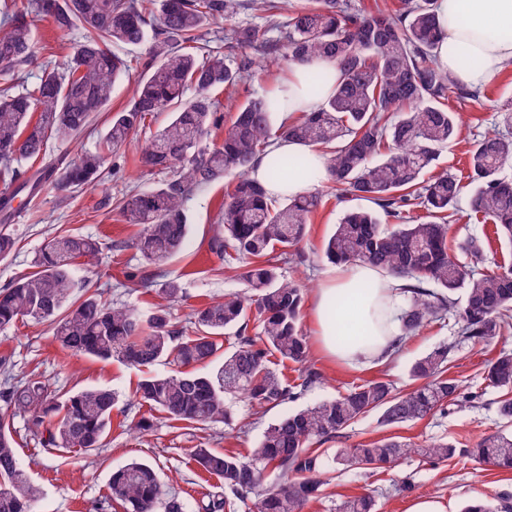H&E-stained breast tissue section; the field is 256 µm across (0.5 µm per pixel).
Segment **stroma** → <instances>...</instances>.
I'll return each mask as SVG.
<instances>
[{"label":"stroma","instance_id":"1","mask_svg":"<svg viewBox=\"0 0 512 512\" xmlns=\"http://www.w3.org/2000/svg\"><path fill=\"white\" fill-rule=\"evenodd\" d=\"M34 34L37 58L21 71L30 86L39 81L46 62L62 61L70 45L81 37L80 32L57 29L48 20L37 21ZM288 73L282 60L266 56L247 81L239 85L235 98L241 101L247 95L274 88ZM509 100H512V65L504 68L495 81L482 87L479 98L449 101V109L460 113L463 123L457 140L441 149L438 170L466 176L469 150L498 121L494 105ZM167 118L164 112L154 114L126 146L111 153L96 186L63 194L48 183L32 200L16 198L15 214L5 229L16 238L17 249L0 261V288L31 272L32 260L48 237L67 232L96 238L103 245L97 269L89 272L75 267L79 291H88L104 302L123 303L143 312L158 303L156 290L133 283L134 276L140 275L143 269L132 246L140 227L124 220L118 204L130 190L155 187L169 180V173L152 172L140 164L145 148ZM106 122V113H97L84 133L69 140L50 142L48 160L69 162L81 150L95 148ZM226 190L222 182L195 190L186 204L190 224L187 246L161 268L165 278L177 279L182 288V300L171 308L175 321H184L193 308L244 288L233 272L225 269L223 259L209 249V242L219 228L220 206ZM342 209L335 197L324 196L299 245L305 255L304 263L287 264L282 269L287 279L298 281L305 298H312L329 269L322 257L323 244ZM469 214V197L464 194L449 225V240L457 243L472 235L484 238V264L488 267L511 260L512 248L498 239L494 226L476 223ZM446 344L451 347L447 375L463 390L479 394L476 406H452L445 413L399 427L381 426L379 415L374 412L360 418L343 438L327 443L326 448L332 455L340 448L391 436L421 445L444 437L454 441L457 447L470 448L482 436L495 433L501 426L497 403L505 392L488 386L483 374L489 360L501 352L512 351V330L490 343L478 345L461 338L458 325L451 317L420 329L388 361L363 369L329 362L318 351H311L309 364L322 374L321 383L314 385L297 403L259 411L246 401L234 400L235 427L231 430L218 424L202 431L172 424L158 416L146 435L134 433L132 423L145 412L134 398L138 382L146 375L145 370L119 361H97L64 350L45 323L20 322L0 328V365L9 368L12 378L35 377L63 393L85 387H106L116 393L112 426L100 447L91 451L62 453L42 448L38 434L27 424L26 415H18L14 420L19 458L32 481L42 490L36 512H114L110 478L113 471L128 462L142 460L153 465L161 481L178 498L199 504L208 502L211 495L218 492L220 483L197 470L191 461L190 453L197 445L218 451L233 450L246 456L258 444L267 424L293 410L294 406L338 396L352 385L373 378L390 380L396 392H408L414 386L408 374L410 366ZM325 478L324 495L310 502L304 512H339L347 497L360 493L374 495L378 512H407L419 499L439 503L444 512H460L468 500L476 497L495 505L503 501L512 504V471L487 470L471 458L459 455L443 462L410 455L390 470L376 473L332 462Z\"/></svg>","mask_w":512,"mask_h":512}]
</instances>
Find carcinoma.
<instances>
[{
  "mask_svg": "<svg viewBox=\"0 0 512 512\" xmlns=\"http://www.w3.org/2000/svg\"><path fill=\"white\" fill-rule=\"evenodd\" d=\"M3 0L0 12V74H15L36 54L34 19L48 17L61 30L79 29L61 64L44 69L35 85L0 91V222L11 216L14 200L34 197L47 173L53 185L72 192L95 183L107 155L126 145L147 116L170 113L142 157L150 170L175 178L145 191L125 194L119 209L129 224L143 229L133 242L145 266L155 268L183 250L189 232L185 202L199 187L231 179L224 195L222 230L210 250L244 284L242 293L212 301L188 314L190 327L172 322L168 304L179 298L177 281L161 284L164 303L147 315L127 305L109 306L95 294L74 297L77 262L93 266L102 246L89 236L57 235L34 259L35 271L0 289V328L32 321L52 326L64 350L135 367L166 361L177 368L142 379L135 396L149 411L172 422L203 429L233 425L229 396L260 409L298 399L321 375L307 366L309 347L300 328L304 293L282 275L281 264L302 260L297 246L323 193L311 191L273 204L262 184L250 178L256 159L272 137L318 147L328 159L329 189L337 201H366L343 212L324 255L333 263L362 262L409 280L399 317L401 336L456 317L460 336L488 343L512 325V264L483 271L484 244L474 236L455 245L470 256L461 262L448 245L449 218L463 185L446 171L427 175L440 149L456 139L461 119L448 109L456 98H478L443 70L437 59L444 38L436 0H392L373 9L352 0ZM241 9L265 12L264 25L233 30L224 48L200 45L202 30ZM145 50L143 70L128 103L110 113L93 150L59 170L48 163L20 180L26 160L45 161L49 141L84 132L94 114L106 112L116 82L129 71L116 49ZM275 54L287 65L315 58L336 64L339 78L322 107L291 124L274 125L281 105L277 91L252 94L233 104L220 146H207L211 128L221 126L213 92L236 88L251 70L254 54ZM194 89L192 98L185 97ZM498 127L469 151L470 211L478 223L495 225L512 247V102L498 108ZM307 172L304 155L274 158L269 177L288 169ZM396 220L382 223L381 216ZM235 329L237 343L224 347V331ZM451 347L415 361L417 385L397 393L382 378L352 386L339 397L281 416L265 429L251 456L203 445L191 452L200 470L216 477L224 493L204 505L170 497L154 468L132 461L112 473V503L123 512H236L237 501L254 496L255 512H303L323 495L326 467L321 446L343 437L359 418L378 411L385 426L415 423L450 405L471 402L445 376ZM305 366L299 382L288 383L270 357ZM195 364L212 366L209 372ZM486 380L512 389V353L486 367ZM0 512H33L40 488L27 475L13 437V419L29 416L47 449L93 450L111 422L116 395L89 387L59 395L38 379L12 383L0 392ZM419 453L432 461L457 454L479 464L512 471V433L481 438L472 448L442 440L422 448L383 438L337 449L334 459L375 472ZM275 475L264 483L263 470ZM343 512H376L370 493L343 503Z\"/></svg>",
  "mask_w": 512,
  "mask_h": 512,
  "instance_id": "cac0c4a2",
  "label": "carcinoma"
}]
</instances>
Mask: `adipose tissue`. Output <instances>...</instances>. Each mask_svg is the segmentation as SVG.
I'll return each mask as SVG.
<instances>
[{"mask_svg": "<svg viewBox=\"0 0 512 512\" xmlns=\"http://www.w3.org/2000/svg\"><path fill=\"white\" fill-rule=\"evenodd\" d=\"M437 12L446 32L438 48L441 67L471 87L493 82L512 61V0H437ZM322 71L325 90H332L339 76L336 66L316 59L292 67L286 85L288 106L281 119L292 122L298 110H317L322 100L307 95L311 71ZM274 154H302L309 159V173L267 178L268 158H261L250 176L264 183L268 197L290 198L305 194L326 179V156L304 143L281 139ZM404 280L362 263L332 267L309 308L314 336L328 360L352 367L383 362L385 351L398 336L397 315L405 299Z\"/></svg>", "mask_w": 512, "mask_h": 512, "instance_id": "ef3b65f1", "label": "adipose tissue"}]
</instances>
